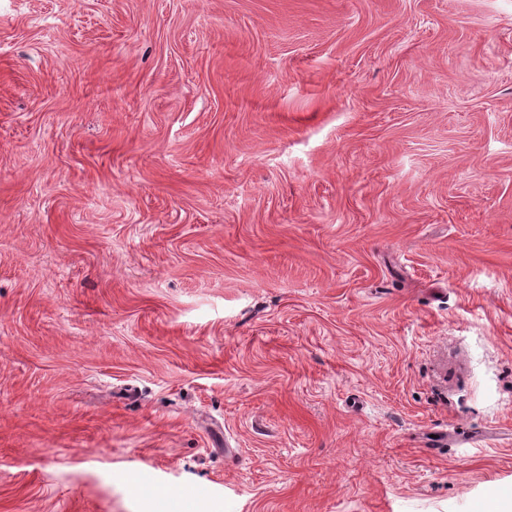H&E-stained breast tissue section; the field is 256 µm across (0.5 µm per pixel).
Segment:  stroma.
I'll return each instance as SVG.
<instances>
[{
    "mask_svg": "<svg viewBox=\"0 0 512 512\" xmlns=\"http://www.w3.org/2000/svg\"><path fill=\"white\" fill-rule=\"evenodd\" d=\"M512 512V0H0V512Z\"/></svg>",
    "mask_w": 512,
    "mask_h": 512,
    "instance_id": "1",
    "label": "stroma"
}]
</instances>
